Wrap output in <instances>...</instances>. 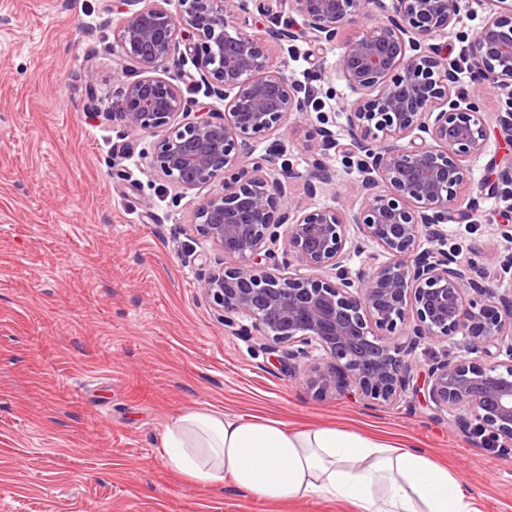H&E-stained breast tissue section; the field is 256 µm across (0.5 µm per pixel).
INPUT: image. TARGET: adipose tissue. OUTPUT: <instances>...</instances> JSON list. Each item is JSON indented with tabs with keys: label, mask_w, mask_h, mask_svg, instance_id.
I'll return each mask as SVG.
<instances>
[{
	"label": "adipose tissue",
	"mask_w": 512,
	"mask_h": 512,
	"mask_svg": "<svg viewBox=\"0 0 512 512\" xmlns=\"http://www.w3.org/2000/svg\"><path fill=\"white\" fill-rule=\"evenodd\" d=\"M167 465L192 483L231 481L261 501L325 499L358 512H478L446 467L424 449L357 430L285 428L188 409L165 428Z\"/></svg>",
	"instance_id": "1"
}]
</instances>
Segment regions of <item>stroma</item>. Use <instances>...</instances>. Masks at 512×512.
<instances>
[{"label": "stroma", "mask_w": 512, "mask_h": 512, "mask_svg": "<svg viewBox=\"0 0 512 512\" xmlns=\"http://www.w3.org/2000/svg\"><path fill=\"white\" fill-rule=\"evenodd\" d=\"M121 0H0V512H355L323 499L269 503L231 485L188 482L164 460L165 425L204 409L288 426H339L415 444L446 465L480 512H512V452L459 427L423 398L369 404L320 396L255 341L225 331L198 292L211 243L191 228L201 197L148 167L155 135L120 115L113 20ZM490 0L438 37L461 59ZM339 51L300 43L306 81L324 68L335 115L348 91ZM95 84H88V72ZM132 143L131 155L116 148ZM335 186L316 205L361 204L356 173L331 155ZM512 204L485 198L445 224L449 248L490 278Z\"/></svg>", "instance_id": "obj_1"}]
</instances>
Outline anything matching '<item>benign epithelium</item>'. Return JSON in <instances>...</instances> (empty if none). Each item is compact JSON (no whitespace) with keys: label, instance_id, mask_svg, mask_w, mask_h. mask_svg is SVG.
Here are the masks:
<instances>
[{"label":"benign epithelium","instance_id":"7a95c632","mask_svg":"<svg viewBox=\"0 0 512 512\" xmlns=\"http://www.w3.org/2000/svg\"><path fill=\"white\" fill-rule=\"evenodd\" d=\"M252 0H125L115 24L123 62L120 116L133 134H157L149 166L186 193L217 181L191 226L222 261L204 257L198 291L224 327L278 354L288 373L323 395L356 392L398 404L423 394L437 410H464L468 429L512 447V289L472 277L473 261L446 249L441 225L476 208L471 162L490 134L512 143V19L488 16L468 42L474 83L457 87L454 66L435 40L479 0H289L297 25L274 20L244 29ZM375 23L362 28L363 12ZM340 49L337 69L355 95L343 106L348 164L359 209L297 205L292 185L311 196L336 184L327 161L336 133L309 131L310 166L285 150L254 155V139L288 133L291 118L322 105L325 77L300 83L272 62L296 41ZM191 57L197 91L224 102L195 112L184 76L158 75ZM500 92L497 126L481 112L486 85ZM512 198V167L487 179ZM374 246L386 260L351 268V252ZM512 283V250L496 259ZM458 339L462 353L433 362L425 378L415 353L427 341Z\"/></svg>","mask_w":512,"mask_h":512}]
</instances>
